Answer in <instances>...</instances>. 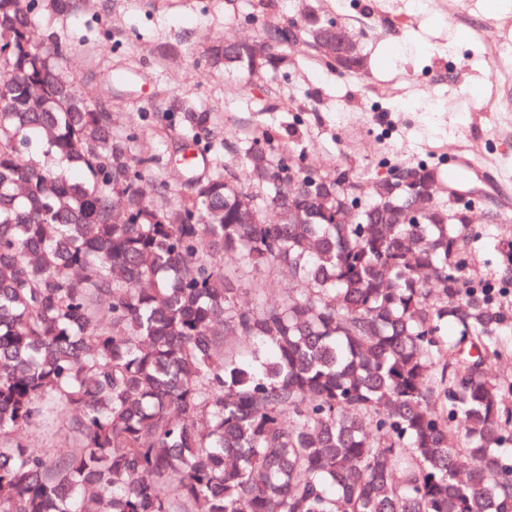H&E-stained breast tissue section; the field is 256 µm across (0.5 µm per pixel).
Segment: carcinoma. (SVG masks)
I'll return each instance as SVG.
<instances>
[{
  "instance_id": "obj_1",
  "label": "carcinoma",
  "mask_w": 512,
  "mask_h": 512,
  "mask_svg": "<svg viewBox=\"0 0 512 512\" xmlns=\"http://www.w3.org/2000/svg\"><path fill=\"white\" fill-rule=\"evenodd\" d=\"M89 2L0 0V512H512V379L489 372L512 308L468 277L472 207L419 209L440 189L424 163L364 202L267 127L228 144L241 181L185 99L197 158L145 198L141 129L64 74L53 26L32 37ZM325 26L304 14L308 48ZM261 36L205 62L275 70L298 38ZM58 421L61 455L16 437Z\"/></svg>"
}]
</instances>
